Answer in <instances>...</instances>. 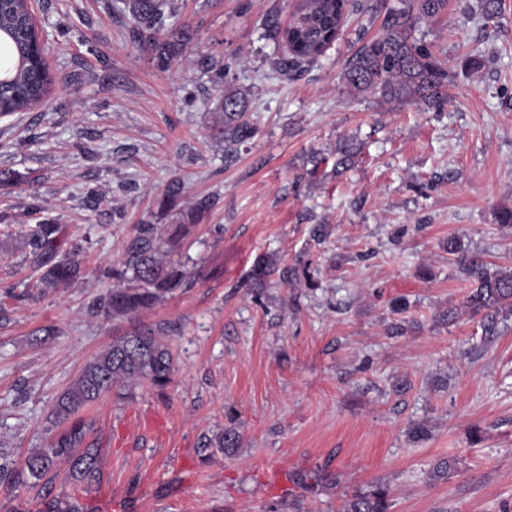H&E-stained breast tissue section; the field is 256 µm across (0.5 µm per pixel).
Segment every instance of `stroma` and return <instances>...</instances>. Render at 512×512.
<instances>
[{
  "label": "stroma",
  "mask_w": 512,
  "mask_h": 512,
  "mask_svg": "<svg viewBox=\"0 0 512 512\" xmlns=\"http://www.w3.org/2000/svg\"><path fill=\"white\" fill-rule=\"evenodd\" d=\"M294 6L164 0L160 39L187 41L164 69L115 0L30 2L54 84L0 121V170L16 175L0 184V442L44 447L56 400L113 337L153 331L174 356L165 390L144 382L90 409L103 480L52 486L85 512H343L378 486L391 512L512 506V316L484 339L448 252L453 240L512 269V229L496 218L512 209V0L495 23L481 0H449L416 27L448 66L438 112L347 93L348 60L382 32L367 12L316 63L280 74L269 22ZM229 90L258 132L228 161ZM348 140L362 145L354 167L313 166ZM203 198L176 256L194 286L133 316L92 315L136 225L183 223ZM46 217L80 241L81 277L15 299L34 276L21 228ZM271 254L309 262L313 286L251 287ZM447 309L454 322L437 324ZM401 320L407 333L391 335ZM417 425L429 440L410 441ZM227 427L238 447H213ZM444 459L454 471L431 479Z\"/></svg>",
  "instance_id": "obj_1"
}]
</instances>
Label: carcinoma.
I'll list each match as a JSON object with an SVG mask.
<instances>
[{
	"mask_svg": "<svg viewBox=\"0 0 512 512\" xmlns=\"http://www.w3.org/2000/svg\"><path fill=\"white\" fill-rule=\"evenodd\" d=\"M292 22L276 27L275 37L287 47L284 57L275 62L280 72L299 68L323 54L341 35L347 16L359 7L360 0H297ZM137 21V34L155 45L158 64L180 54L186 42L181 37L162 42L154 39L161 9L155 0H129L126 4ZM370 8L385 12L383 33L367 42L348 61L343 80L353 95L372 94L387 101L422 103L433 109L448 100V67L426 46L412 39L411 31L422 20L439 16L448 8V0H401L396 10L387 8L386 0H370ZM33 33L21 0H0V48L12 58L30 56ZM52 76L49 68L34 64L17 66L3 74L0 81V113L6 117L42 101L49 93ZM225 158L234 157L237 147L256 134V127L245 119V105L238 94H224ZM357 150L345 144L336 152L334 167L348 168ZM189 233L187 224H139L125 247L117 266L102 272L111 281L109 289L97 297L92 311L105 320L136 314L158 305L181 288L192 284L184 267L165 260L178 250ZM69 236L61 224L48 220L29 226L26 243L33 262L43 269L37 289L64 286L80 276L77 259L79 247L66 248ZM457 255L461 271L472 280L465 307L472 315L485 319V334L497 333L500 316L512 312V270L492 272L482 262L450 245ZM288 282L313 285L310 265L299 261L278 269L277 261L264 257L251 270L255 287L264 286L275 272ZM173 356L161 337L135 330L112 340L109 347L85 364L80 375L59 398L48 419L47 431L53 433L44 448H35L18 461L0 448V494L5 512H18L6 506L13 492L40 481L49 485L58 476V465L67 463L65 479L87 489L100 484L102 454L95 439L93 420L83 415L106 392L123 390L133 383L148 381L165 389L172 380ZM239 434L227 428L217 434V448H235ZM39 512H82L79 502L45 494ZM387 489L379 486L357 494L345 504L344 512H390Z\"/></svg>",
	"mask_w": 512,
	"mask_h": 512,
	"instance_id": "1",
	"label": "carcinoma"
}]
</instances>
